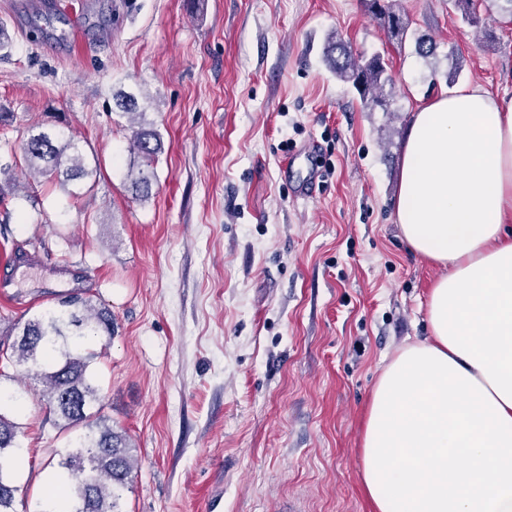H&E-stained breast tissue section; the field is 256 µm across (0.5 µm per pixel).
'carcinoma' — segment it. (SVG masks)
<instances>
[{
  "instance_id": "cac0c4a2",
  "label": "carcinoma",
  "mask_w": 512,
  "mask_h": 512,
  "mask_svg": "<svg viewBox=\"0 0 512 512\" xmlns=\"http://www.w3.org/2000/svg\"><path fill=\"white\" fill-rule=\"evenodd\" d=\"M368 10L380 15L388 37L402 39L408 22L395 9L396 0H365ZM328 53L336 75L364 99L387 107L384 90L392 82L383 57L353 54L337 38ZM133 130V160L126 174L129 191L147 199L152 190L153 164L161 150L159 135L139 121L137 99L125 95L118 103ZM28 170L64 185L90 177L79 146L70 139L39 131L22 143ZM98 329L112 335V315L79 293L62 297L57 305L17 323L12 358L25 372H34L38 396L61 431H76L67 448L58 452L59 467L67 475L69 512H122V492L131 478L134 445L124 430L108 423L100 405L101 393L89 368L97 354L83 346L88 331ZM20 447L15 423L0 414V512H14L17 487L11 463Z\"/></svg>"
}]
</instances>
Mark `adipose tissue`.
Segmentation results:
<instances>
[{
	"instance_id": "adipose-tissue-1",
	"label": "adipose tissue",
	"mask_w": 512,
	"mask_h": 512,
	"mask_svg": "<svg viewBox=\"0 0 512 512\" xmlns=\"http://www.w3.org/2000/svg\"><path fill=\"white\" fill-rule=\"evenodd\" d=\"M395 216L441 274L428 336L373 388L362 485L373 512H512V98L467 84L411 113Z\"/></svg>"
}]
</instances>
